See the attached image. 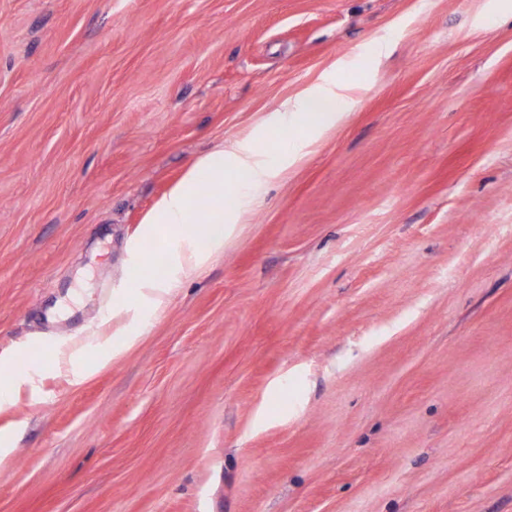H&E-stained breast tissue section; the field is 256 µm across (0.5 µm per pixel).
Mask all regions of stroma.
<instances>
[{
  "label": "stroma",
  "instance_id": "35a3bbf8",
  "mask_svg": "<svg viewBox=\"0 0 512 512\" xmlns=\"http://www.w3.org/2000/svg\"><path fill=\"white\" fill-rule=\"evenodd\" d=\"M336 124L159 292L200 157ZM0 512H512V0H0ZM341 110L340 99L331 83L321 84L308 90L292 105L284 104L283 112H275L269 129L280 136H288L293 143L300 137L301 122H305L309 130L322 129L335 124Z\"/></svg>",
  "mask_w": 512,
  "mask_h": 512
}]
</instances>
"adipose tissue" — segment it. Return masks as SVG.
Masks as SVG:
<instances>
[{
  "instance_id": "1",
  "label": "adipose tissue",
  "mask_w": 512,
  "mask_h": 512,
  "mask_svg": "<svg viewBox=\"0 0 512 512\" xmlns=\"http://www.w3.org/2000/svg\"><path fill=\"white\" fill-rule=\"evenodd\" d=\"M342 110L331 84L313 87L292 104L275 113L273 132L296 140L301 127L311 130L335 124ZM258 141L239 143L232 151L217 150L197 160L179 183L159 200L151 213L150 228L164 230L174 245L169 253L171 265L185 274L202 264L224 241V179L232 177L242 193H249L275 174L260 157ZM208 180L211 194L204 225L191 223V203L201 180Z\"/></svg>"
}]
</instances>
